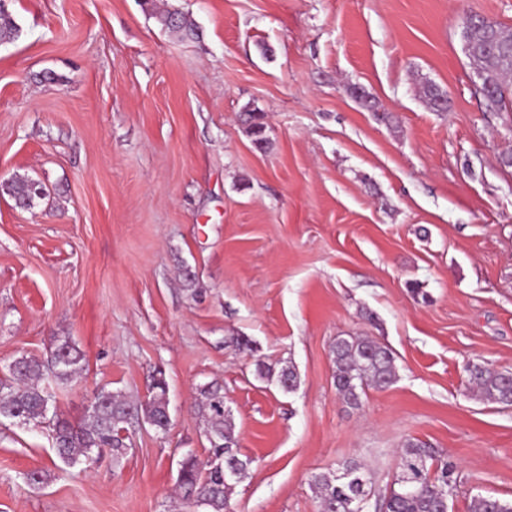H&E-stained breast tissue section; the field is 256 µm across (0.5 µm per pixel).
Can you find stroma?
Wrapping results in <instances>:
<instances>
[{
	"instance_id": "stroma-1",
	"label": "stroma",
	"mask_w": 512,
	"mask_h": 512,
	"mask_svg": "<svg viewBox=\"0 0 512 512\" xmlns=\"http://www.w3.org/2000/svg\"><path fill=\"white\" fill-rule=\"evenodd\" d=\"M169 2L200 38L141 0H5L22 34L0 44V373L68 340L83 360L61 417L101 386L142 401L159 370L171 422L80 474L48 429L0 423V512H187L177 470L206 454L210 382L252 461L232 512H319L314 478L353 462L384 494L410 439L455 464L449 512L512 500V407L467 372H512V109L477 91L461 38L467 14L512 27V0ZM18 176L45 190L31 208L4 190ZM340 336L395 356L356 408L334 386ZM260 362L293 366L296 390ZM144 4L147 5L148 13L170 34L182 40L199 38L200 28L189 12L173 5L160 8L155 0H144Z\"/></svg>"
}]
</instances>
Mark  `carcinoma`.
I'll use <instances>...</instances> for the list:
<instances>
[{"instance_id": "1", "label": "carcinoma", "mask_w": 512, "mask_h": 512, "mask_svg": "<svg viewBox=\"0 0 512 512\" xmlns=\"http://www.w3.org/2000/svg\"><path fill=\"white\" fill-rule=\"evenodd\" d=\"M147 11L162 29L184 39H197L200 28L191 14L176 6L158 7L156 0H144ZM21 35L14 18L0 8V44L13 42ZM470 55L473 69L484 74L495 86L499 99L493 105L512 106V28L497 26V39L491 41L480 29L470 34ZM248 133L258 145L267 143L263 115L253 109L244 112ZM42 185L28 177H16L6 184L7 193L24 207L38 197ZM51 357L58 359L51 373L46 362L32 356L15 359L9 366L10 376L0 379V417L14 419L20 414L26 423L49 422L57 458L74 467L86 463L89 452H108L115 457L126 453L128 443L121 437L129 421L142 416L154 422L156 431H163L164 395L168 390L162 372L153 377L154 394L132 404L102 388L89 408L85 422L75 426L58 414H49L56 406V390L69 382L79 370L81 352L70 341L55 346ZM335 365L334 384L338 395L349 405L360 404L364 387L384 389L394 383L396 368L391 350L368 336L338 337L332 347ZM469 378L479 397L507 406L512 403V380L507 374L493 371L481 364L468 366ZM197 411L204 422V431L214 434L217 444H209L206 460L187 453L181 460L178 484L187 505L199 500L211 501L210 512H225L234 483L247 473L252 460L239 457L233 431L224 421V389L209 383L198 389ZM400 473L386 494L370 503L369 478L357 463L342 471L315 479L319 512H448V500L456 481L455 466L438 461L436 452L427 443L409 441L403 448ZM470 512H512V501L492 496H477Z\"/></svg>"}]
</instances>
